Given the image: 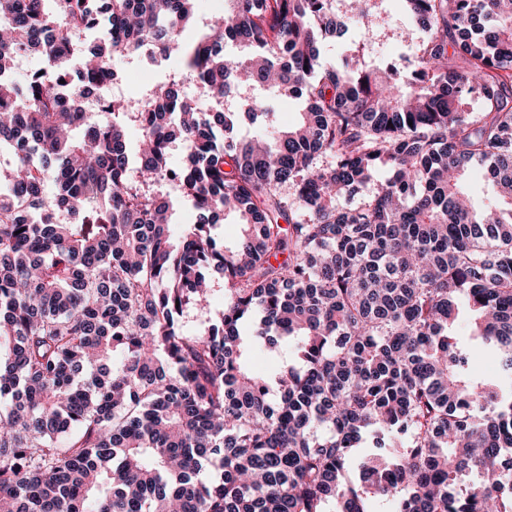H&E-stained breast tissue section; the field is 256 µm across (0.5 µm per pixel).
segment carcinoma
I'll return each instance as SVG.
<instances>
[{"instance_id": "obj_1", "label": "carcinoma", "mask_w": 512, "mask_h": 512, "mask_svg": "<svg viewBox=\"0 0 512 512\" xmlns=\"http://www.w3.org/2000/svg\"><path fill=\"white\" fill-rule=\"evenodd\" d=\"M98 2L0 0V512H512V0H400L425 33L406 74L321 65L340 0H225L193 45L196 0ZM145 47L214 111L174 79L90 110ZM267 92L301 118L236 142L274 127ZM172 180L198 212L178 235ZM216 279L219 317L184 322Z\"/></svg>"}]
</instances>
